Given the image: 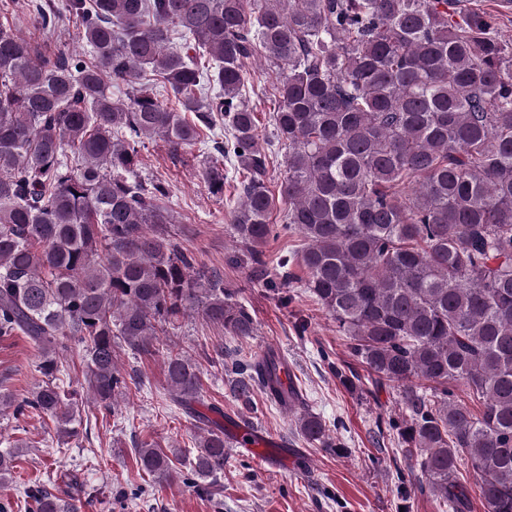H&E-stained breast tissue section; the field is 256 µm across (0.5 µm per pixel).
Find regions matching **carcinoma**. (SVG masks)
<instances>
[{
  "label": "carcinoma",
  "instance_id": "cac0c4a2",
  "mask_svg": "<svg viewBox=\"0 0 512 512\" xmlns=\"http://www.w3.org/2000/svg\"><path fill=\"white\" fill-rule=\"evenodd\" d=\"M459 0H62L36 8L51 33L79 20L86 55H50L0 23V337L22 336L46 380L27 395L0 392V414H32L72 436L78 392L59 383L61 357L82 345L86 395L107 412L128 388L117 353L165 355L173 405L200 402L198 364L167 343L197 309L244 340L255 323L241 288L195 263L161 205L169 184L138 175L145 140L178 150L224 121L203 175L224 194V163L243 175L229 212L233 261L277 293L304 287L336 322L377 383L401 391V462L416 460L444 512H472L460 478L470 463L486 512H512V42L499 15ZM209 53L172 47L173 35ZM278 67V109L267 146L243 99L258 50ZM151 71L177 100L147 89L112 97ZM71 150L81 163L67 162ZM287 151L283 223L270 222V158ZM303 239L271 265L263 247ZM233 397L256 393L304 410L297 435L345 448L307 411L275 349L232 363ZM463 386L466 400L454 387ZM187 470L212 498L224 493V426L204 414ZM21 443L0 452V487ZM138 469L165 483L180 458L134 446ZM30 512H81L48 485L24 489Z\"/></svg>",
  "mask_w": 512,
  "mask_h": 512
}]
</instances>
